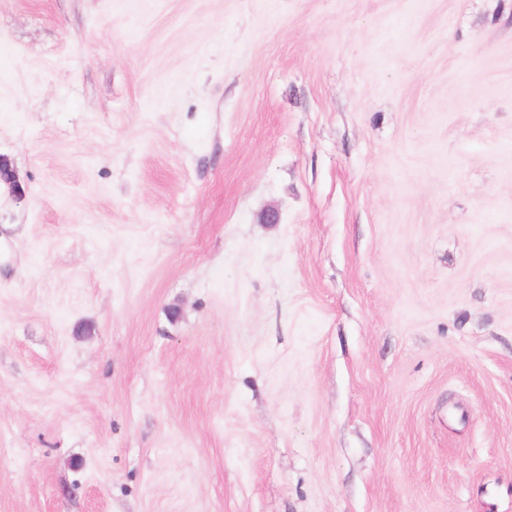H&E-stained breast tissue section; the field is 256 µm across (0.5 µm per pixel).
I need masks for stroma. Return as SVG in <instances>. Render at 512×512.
<instances>
[{"label":"stroma","mask_w":512,"mask_h":512,"mask_svg":"<svg viewBox=\"0 0 512 512\" xmlns=\"http://www.w3.org/2000/svg\"><path fill=\"white\" fill-rule=\"evenodd\" d=\"M0 155V512H512V0H0Z\"/></svg>","instance_id":"1"}]
</instances>
